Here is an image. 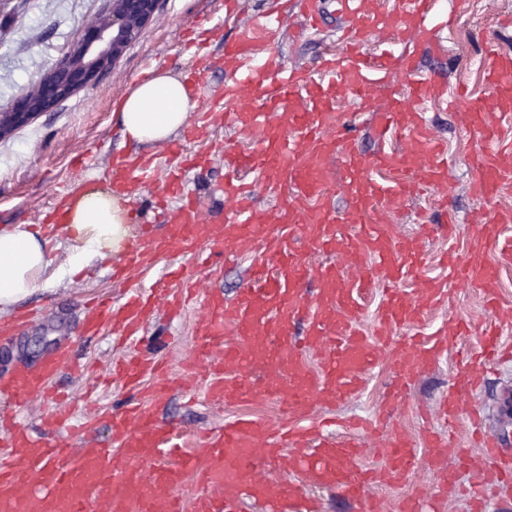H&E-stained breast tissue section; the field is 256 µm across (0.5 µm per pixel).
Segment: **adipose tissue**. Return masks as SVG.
<instances>
[{"label":"adipose tissue","instance_id":"ef3b65f1","mask_svg":"<svg viewBox=\"0 0 512 512\" xmlns=\"http://www.w3.org/2000/svg\"><path fill=\"white\" fill-rule=\"evenodd\" d=\"M196 107L183 80L156 72L125 95L119 112L123 135L137 144L167 141ZM127 217L125 195L97 189L82 193L70 205L64 227L70 242L67 275L79 273L88 259L118 254L128 235ZM55 277L40 232L26 224L0 229V311Z\"/></svg>","mask_w":512,"mask_h":512}]
</instances>
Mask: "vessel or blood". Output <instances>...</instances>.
I'll return each instance as SVG.
<instances>
[{"label": "vessel or blood", "mask_w": 512, "mask_h": 512, "mask_svg": "<svg viewBox=\"0 0 512 512\" xmlns=\"http://www.w3.org/2000/svg\"><path fill=\"white\" fill-rule=\"evenodd\" d=\"M307 29H319L328 13L340 19L336 29L343 45L341 53L328 54L320 65L324 82L314 81L299 69L269 71L254 63L256 48L249 38L226 44L224 58L236 69L245 71V79L226 83L216 96L211 111L220 112L224 102L239 97L243 85L256 88L259 95L248 109L235 113L241 130L259 129L265 147L252 160L267 181L288 177L290 199L285 209H261L254 205L248 186L238 181L244 160L242 152L225 151L227 168L223 192L234 198V244L243 248L260 245L262 255L249 267V277L234 300L208 296L205 311L197 324L196 356L209 361L211 380L207 395L216 401L246 398L251 388L244 373L260 367L266 372L264 393L279 401L283 413L302 416L314 399L336 402L355 394L374 361L377 343L391 338L394 328L415 321L427 307L445 303L448 291L443 284H429L413 299L402 296L397 288L409 269L399 263L402 255L417 251L414 240L392 237L382 218L385 207L402 205L406 193L427 188L445 193L448 169L453 161L443 146L426 128L422 114L427 109L430 88L415 78V58L410 54L386 52L370 55L362 36L371 28L385 25V18L373 14L367 0H303ZM401 20L398 42L434 43L438 27L434 0H395ZM214 60L205 40L194 43L187 78L189 86L204 85ZM411 75L407 100L393 99L390 106L374 113L373 121L380 140L404 142L413 148L411 159H400L390 151L364 160L350 147L354 132L340 124L332 100L337 92L347 91L357 98L359 111H366L373 92L381 90L395 70ZM485 70L498 90L512 91V55L491 52L485 58ZM485 101L466 104L470 135L481 147L475 158L478 178L474 185L486 197H496L505 184L512 182V127L491 120ZM288 113V128L274 124L279 113ZM335 127V138L324 136L327 127ZM187 130L182 139L171 143L166 153L172 164L159 169L156 157L143 154L123 169V189L161 184L163 193L157 207L176 205V223L171 240L183 250L196 251L207 239L218 240L221 227L201 223L197 216L198 196L187 174L195 160L184 150L193 139ZM347 149L350 165V190L353 201L350 220L355 234H346L336 217L335 207L326 200L328 158L337 148ZM372 168L389 175L386 183L360 189L364 169ZM512 222V211L502 210L494 225L483 227L472 242V259L464 265L449 264L451 278L476 284L487 295H494L497 267L486 264L482 256L500 244L496 227ZM299 224L302 235L291 227ZM164 244L141 237L125 254V266L146 265ZM371 250L377 263L368 266L360 259L363 250ZM326 254L327 262L310 270V253ZM316 272L320 283L316 298H308L304 283L309 272ZM382 285L386 295L374 335L360 327V304L356 289ZM152 303L142 291H130L120 307L111 300L95 303L86 321L88 333L110 325L125 337L141 335L150 321ZM306 322L299 341H291L294 320ZM436 337L429 343L412 339L397 349L398 371L411 379L435 361L446 343ZM311 351L320 358L318 375L304 368L303 354ZM73 360L69 346L58 347L35 368L21 366L6 381H0V402L9 413L24 412L31 397L45 391L48 380ZM239 370V377L226 373ZM6 413V414H9ZM6 414L0 412V422ZM112 441L121 453L87 443L79 448L68 443H49L32 439L22 428L0 433V512H92L91 506L105 501L109 512H182L178 490L186 476H194L197 493L195 512H237L242 497L272 500L291 496L292 484L273 479L254 480L255 451L263 449L268 457H280L283 448L315 447L308 459L311 474L323 483L344 489L349 496L361 497L370 480L387 484L398 482L410 464V450L403 439L387 442L380 450L386 465L377 472H361L355 466L357 444L346 438H332L319 431L301 427L274 428L250 419L227 423L214 438L201 441L194 451H181L173 462L162 461L163 439L154 420L141 405L125 407L112 420ZM488 470L473 474L469 485L473 496H480L488 475L512 485V461L500 458L496 439L486 436Z\"/></svg>", "instance_id": "1"}]
</instances>
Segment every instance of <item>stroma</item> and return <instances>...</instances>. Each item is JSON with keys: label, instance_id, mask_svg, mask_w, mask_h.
<instances>
[{"label": "stroma", "instance_id": "1", "mask_svg": "<svg viewBox=\"0 0 512 512\" xmlns=\"http://www.w3.org/2000/svg\"><path fill=\"white\" fill-rule=\"evenodd\" d=\"M269 2L240 0V13L228 17L222 0H160L156 17L109 72L11 137L0 139V228L40 224L83 147H92L96 158L87 176L92 186L111 184V162L162 152V145H135L123 137L117 109L128 89L143 81V69L149 64L155 70L183 76L190 57L188 31L200 30L206 21L219 18L223 27L209 42V50L219 64L194 95L198 106H205L223 89L230 74L222 62L225 43L243 34L248 18L264 12ZM107 5L108 0H0V110L56 65L80 31ZM335 24L336 18L331 15L322 30L300 33L289 17L278 37L254 32L260 63L272 67L299 65L310 75H317L321 56L336 46ZM491 51L512 52V0H458L438 48L422 52L419 59V77L436 85L435 102L424 118L455 158L448 175V197L457 214L450 240L428 233L426 223L434 212L432 194L408 197L401 209L387 213L392 235L411 237L419 244V258L412 263L411 276L400 282L401 292L415 297L431 281L444 284L448 290L445 304L424 309L416 323L395 328V336L425 340L456 323L468 325V334L456 336L434 363L401 389L396 386L395 353L388 347L378 348L376 361L366 372L358 394L337 406L315 403L298 420L305 427L331 422V434L345 438L350 435L349 420H371L375 432L358 437L363 448L356 460L357 468H382L379 441L400 437L407 440L412 455L406 476L396 484L368 486L358 500L345 496L340 489L313 483L301 453L289 448L277 461L259 456L256 476L263 479L280 473L282 480L296 487V494L282 501L248 499L242 503L241 512H397L399 502L407 497L416 500L421 512H471L462 490L469 479L467 469L488 464L472 437V422L477 416L487 431L497 435L500 454L512 457V416L498 411L504 395L512 394V358L484 367L476 389L460 392L455 387L463 355L476 349L478 333L486 326L498 324L503 349L512 351V322L499 323L497 314L487 308L481 288L449 279L443 260L445 251L450 250L457 261H467L478 229L496 224L501 208H512V187L504 188L492 199L472 193L476 177L472 160L480 147L470 136L464 113L446 111L443 105L445 98L460 92L472 100L496 101L495 87L479 66L480 58ZM237 109V104L225 103L224 118L205 124L188 146L201 160L199 170L190 173L189 179L200 191L201 212L215 224H227L231 217L230 200L209 193L211 185L224 179L220 150L242 148L258 153L264 148L260 133L245 135L234 126L231 114ZM252 258V253L245 251L213 268L202 265L194 254L174 247L159 254L149 267L133 272L126 282L113 280L112 261L95 262L76 277H64L38 288L11 310L0 313V322H25L24 327L0 337V378H8L18 366L39 363L63 342L69 343L81 363L80 370L65 368L58 372L52 395L33 398L29 412L19 419L20 426L40 434L41 418L61 403L69 410L73 424L92 416L100 439L105 440L110 435L113 414L132 398L154 415L167 441L181 448L195 447L197 434L219 431L224 423L241 417L280 424L277 404L258 388L243 401L211 403L206 395L208 369L204 366L197 370L196 388L174 389L158 404L150 400L154 376H144L133 390L118 382H106L112 365L133 351L163 362L170 377H179L195 350L194 323L199 306L174 315L158 310L135 346L115 330L97 336L87 335L84 330V304L91 295L108 293L113 300H121L125 287L149 290L173 266L183 269L197 285L200 296L216 291L225 299H233L245 285ZM58 393L63 394V402L55 401ZM449 394L454 395L457 406L453 435L458 452L444 459L445 468L458 473L452 486L443 484L440 475L427 465L436 453L427 435L438 427L439 402Z\"/></svg>", "mask_w": 512, "mask_h": 512}]
</instances>
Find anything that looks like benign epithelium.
I'll use <instances>...</instances> for the list:
<instances>
[{"label":"benign epithelium","mask_w":512,"mask_h":512,"mask_svg":"<svg viewBox=\"0 0 512 512\" xmlns=\"http://www.w3.org/2000/svg\"><path fill=\"white\" fill-rule=\"evenodd\" d=\"M108 12L96 17L76 37L69 53L11 107L0 112V139L12 136L110 69L125 48L151 22L158 0H110Z\"/></svg>","instance_id":"7a95c632"}]
</instances>
